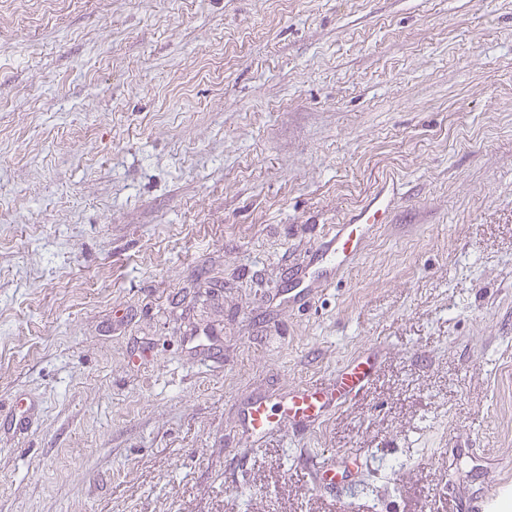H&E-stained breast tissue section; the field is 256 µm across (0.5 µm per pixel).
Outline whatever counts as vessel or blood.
Masks as SVG:
<instances>
[{"mask_svg":"<svg viewBox=\"0 0 512 512\" xmlns=\"http://www.w3.org/2000/svg\"><path fill=\"white\" fill-rule=\"evenodd\" d=\"M395 189L383 185L367 204L353 212L315 250L310 265L314 279L330 281L363 251L372 230L385 223L392 208ZM375 373L370 358L358 356L342 366L335 379L308 382L288 391L278 402L265 399L250 402L241 424L244 446L240 457L260 446L265 438L282 430L301 434L320 426L335 409L363 396ZM354 456L344 452L335 462L307 456L302 467L316 487L343 492L349 485V464Z\"/></svg>","mask_w":512,"mask_h":512,"instance_id":"b4317fda","label":"vessel or blood"}]
</instances>
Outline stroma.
<instances>
[{"instance_id":"1","label":"stroma","mask_w":512,"mask_h":512,"mask_svg":"<svg viewBox=\"0 0 512 512\" xmlns=\"http://www.w3.org/2000/svg\"><path fill=\"white\" fill-rule=\"evenodd\" d=\"M360 354L363 397L236 463L247 398ZM343 450L341 497L297 465ZM485 491L512 493V0H0V512ZM395 184L385 182L367 204L353 212L315 250L309 261L314 280L328 282L336 272L349 266L363 251L372 230L385 224L392 208Z\"/></svg>"}]
</instances>
